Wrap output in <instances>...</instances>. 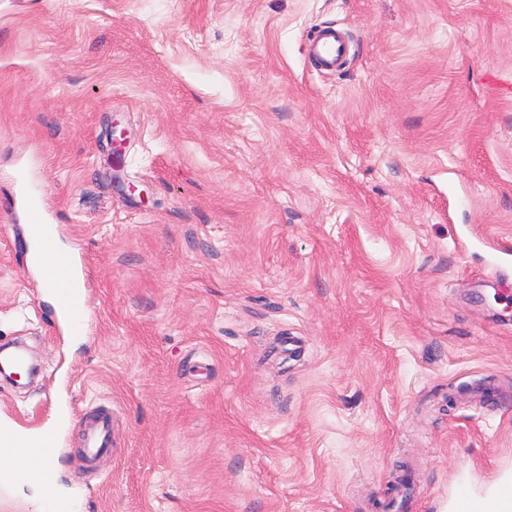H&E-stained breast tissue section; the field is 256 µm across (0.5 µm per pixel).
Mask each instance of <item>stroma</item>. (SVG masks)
Here are the masks:
<instances>
[{
  "label": "stroma",
  "instance_id": "obj_1",
  "mask_svg": "<svg viewBox=\"0 0 512 512\" xmlns=\"http://www.w3.org/2000/svg\"><path fill=\"white\" fill-rule=\"evenodd\" d=\"M32 194L87 281L77 346ZM13 344L39 371L0 424L55 430L57 475L0 512H375L405 469L398 512H451L512 478V0H0ZM307 52L316 57L325 69L336 70L348 56L349 46L341 32L323 30L308 44ZM24 204L32 219L35 220V224H30L34 230L35 244V248L30 256V262L33 265L41 260L44 262H55L59 256H67L68 249L59 245L54 225L45 224L43 219L36 220L40 213V208H42V201L37 197H27ZM46 227H51L53 233L49 239L43 240L42 232ZM83 446L90 455H97L109 448V423L107 418L99 417L89 424L85 431Z\"/></svg>",
  "mask_w": 512,
  "mask_h": 512
}]
</instances>
